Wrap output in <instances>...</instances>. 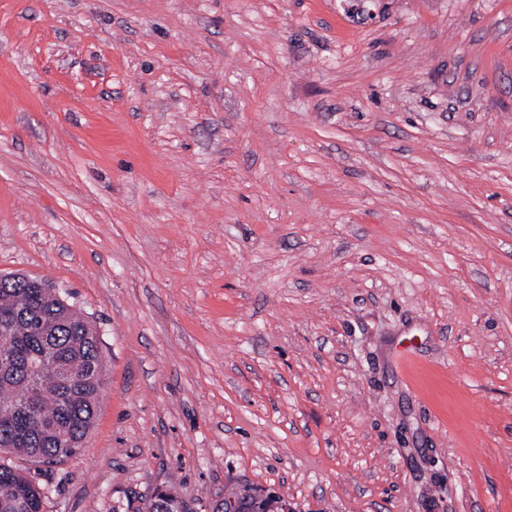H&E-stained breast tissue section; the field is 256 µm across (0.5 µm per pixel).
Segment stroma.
Segmentation results:
<instances>
[{
    "label": "stroma",
    "mask_w": 512,
    "mask_h": 512,
    "mask_svg": "<svg viewBox=\"0 0 512 512\" xmlns=\"http://www.w3.org/2000/svg\"><path fill=\"white\" fill-rule=\"evenodd\" d=\"M9 273L106 353L44 512H512V0H0Z\"/></svg>",
    "instance_id": "35a3bbf8"
}]
</instances>
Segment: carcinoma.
Wrapping results in <instances>:
<instances>
[{
  "label": "carcinoma",
  "mask_w": 512,
  "mask_h": 512,
  "mask_svg": "<svg viewBox=\"0 0 512 512\" xmlns=\"http://www.w3.org/2000/svg\"><path fill=\"white\" fill-rule=\"evenodd\" d=\"M0 335L10 353L0 366V454L43 463L77 452L92 429L102 382L95 378L94 329L72 304L53 300L33 282H0ZM43 488L24 469L0 461V512H43ZM252 512H276L279 501L250 497Z\"/></svg>",
  "instance_id": "carcinoma-1"
}]
</instances>
